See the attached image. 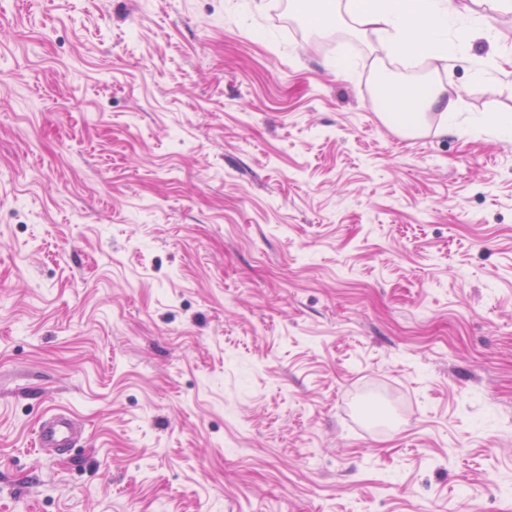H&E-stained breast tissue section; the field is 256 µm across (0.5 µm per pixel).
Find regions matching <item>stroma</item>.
<instances>
[{
	"mask_svg": "<svg viewBox=\"0 0 512 512\" xmlns=\"http://www.w3.org/2000/svg\"><path fill=\"white\" fill-rule=\"evenodd\" d=\"M288 2L0 0V512H512V142L377 78L512 113V11L414 68ZM391 105L407 118L406 125L415 127L426 111L438 108L440 110L442 123L439 130L441 133L448 132V128H460L461 105L459 100L448 98L443 99L437 92L427 91L425 94L404 96L398 94L390 95ZM78 422L70 415L54 413L45 417L35 432L36 445L45 452L70 448L81 434Z\"/></svg>",
	"mask_w": 512,
	"mask_h": 512,
	"instance_id": "1",
	"label": "stroma"
}]
</instances>
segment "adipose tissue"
Wrapping results in <instances>:
<instances>
[{"mask_svg": "<svg viewBox=\"0 0 512 512\" xmlns=\"http://www.w3.org/2000/svg\"><path fill=\"white\" fill-rule=\"evenodd\" d=\"M490 11L472 16L465 26H457L461 11L456 0H345V12L359 32L378 36L386 55L437 62L455 60L461 46L474 36H491L493 12L512 6V0H487ZM391 105L416 125L426 111L439 109L440 132L459 127V100L443 99L436 92L404 96L394 94Z\"/></svg>", "mask_w": 512, "mask_h": 512, "instance_id": "adipose-tissue-1", "label": "adipose tissue"}]
</instances>
